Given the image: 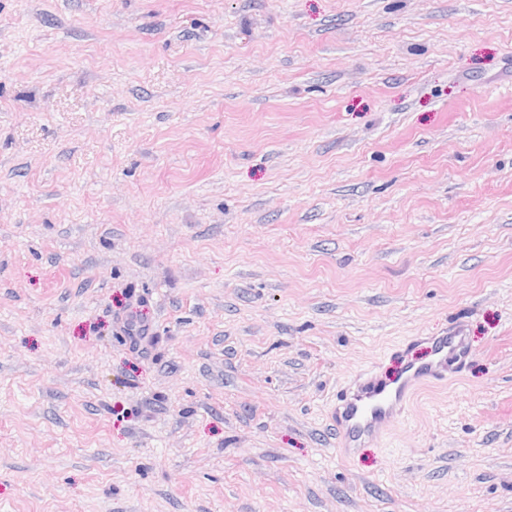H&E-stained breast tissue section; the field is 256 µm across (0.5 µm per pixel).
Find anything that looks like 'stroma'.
<instances>
[{"label": "stroma", "instance_id": "stroma-1", "mask_svg": "<svg viewBox=\"0 0 512 512\" xmlns=\"http://www.w3.org/2000/svg\"><path fill=\"white\" fill-rule=\"evenodd\" d=\"M0 512H512V0H0ZM428 340L432 358L410 362L398 380L387 382L373 370H365L337 390L327 420L337 446L345 454L378 439L420 389L444 384L462 371L469 347L461 320L453 322L442 336Z\"/></svg>", "mask_w": 512, "mask_h": 512}]
</instances>
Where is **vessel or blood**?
<instances>
[{"label": "vessel or blood", "mask_w": 512, "mask_h": 512, "mask_svg": "<svg viewBox=\"0 0 512 512\" xmlns=\"http://www.w3.org/2000/svg\"><path fill=\"white\" fill-rule=\"evenodd\" d=\"M429 342L431 359L409 363L398 380L388 382L366 370L337 390L327 420L343 452L378 439L420 389L444 384L462 371L469 356L462 321L453 322L447 332L430 337Z\"/></svg>", "instance_id": "b4317fda"}]
</instances>
